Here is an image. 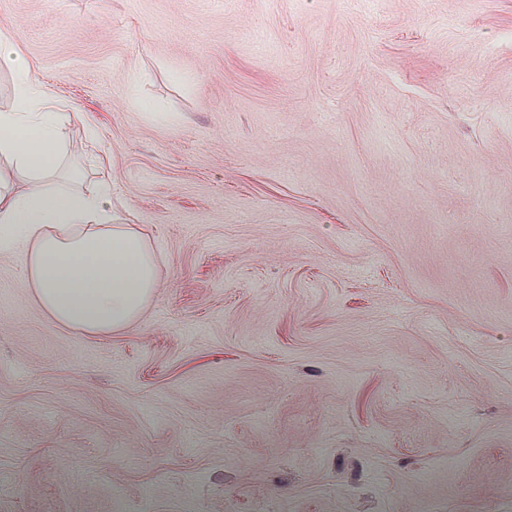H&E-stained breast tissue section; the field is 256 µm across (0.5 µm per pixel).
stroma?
I'll use <instances>...</instances> for the list:
<instances>
[{
	"label": "stroma",
	"mask_w": 512,
	"mask_h": 512,
	"mask_svg": "<svg viewBox=\"0 0 512 512\" xmlns=\"http://www.w3.org/2000/svg\"><path fill=\"white\" fill-rule=\"evenodd\" d=\"M161 260L125 331L0 249V512H512V0H0Z\"/></svg>",
	"instance_id": "35a3bbf8"
}]
</instances>
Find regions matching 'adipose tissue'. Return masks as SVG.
I'll use <instances>...</instances> for the list:
<instances>
[{"mask_svg":"<svg viewBox=\"0 0 512 512\" xmlns=\"http://www.w3.org/2000/svg\"><path fill=\"white\" fill-rule=\"evenodd\" d=\"M0 61L16 75L13 99L0 108V244L21 248L25 285L53 320L87 334L124 331L160 285L149 239L139 225L117 223L108 186L80 187L69 115L56 111L6 28Z\"/></svg>","mask_w":512,"mask_h":512,"instance_id":"obj_1","label":"adipose tissue"}]
</instances>
